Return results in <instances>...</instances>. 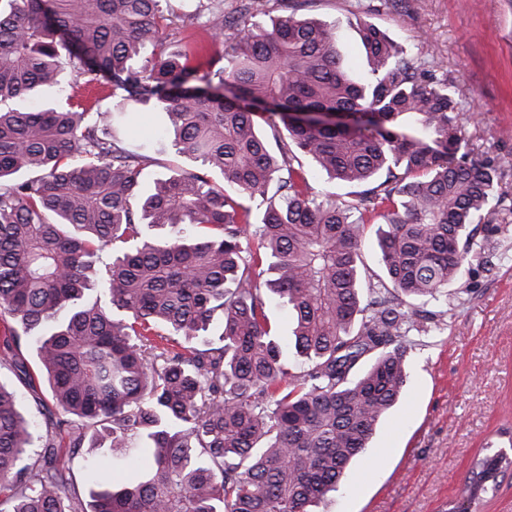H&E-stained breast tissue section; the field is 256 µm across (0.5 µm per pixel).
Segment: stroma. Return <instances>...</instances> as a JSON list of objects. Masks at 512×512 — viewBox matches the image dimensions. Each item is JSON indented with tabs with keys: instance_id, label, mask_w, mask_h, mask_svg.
<instances>
[{
	"instance_id": "stroma-1",
	"label": "stroma",
	"mask_w": 512,
	"mask_h": 512,
	"mask_svg": "<svg viewBox=\"0 0 512 512\" xmlns=\"http://www.w3.org/2000/svg\"><path fill=\"white\" fill-rule=\"evenodd\" d=\"M310 12L338 25L356 75L367 70L365 18L453 79L471 156L494 161L512 198V0H314ZM168 124L139 106L117 127L154 159L144 186L184 164L162 135ZM472 266L467 282L449 285L445 325L409 352L401 399L323 512H450L478 449L512 444L502 434L512 427V216L494 238L476 237Z\"/></svg>"
}]
</instances>
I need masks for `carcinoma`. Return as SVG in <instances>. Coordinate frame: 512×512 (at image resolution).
Wrapping results in <instances>:
<instances>
[{
  "label": "carcinoma",
  "mask_w": 512,
  "mask_h": 512,
  "mask_svg": "<svg viewBox=\"0 0 512 512\" xmlns=\"http://www.w3.org/2000/svg\"><path fill=\"white\" fill-rule=\"evenodd\" d=\"M312 2L257 21L248 0L229 22L209 0L204 34L171 44L172 0H0V363L46 382L58 412L40 430L0 381V512H320L398 401L473 233L497 235L512 205L492 161L456 157L453 83L366 20L368 71L352 77L338 27L302 14ZM85 75L105 91L91 104ZM106 99L167 113L189 168L143 191L152 157L115 134ZM245 100L267 106L272 138ZM302 156L349 199L315 190ZM372 224L381 273L365 286ZM274 300L294 314L297 372ZM64 446L134 469L116 486L85 458L82 494ZM508 476L512 453L485 448L455 512H480ZM268 314L271 321L275 322L278 327V335L283 345L286 360L291 367H294L296 359L289 336L293 322V313L288 309V306L274 302L271 304Z\"/></svg>",
  "instance_id": "obj_1"
}]
</instances>
